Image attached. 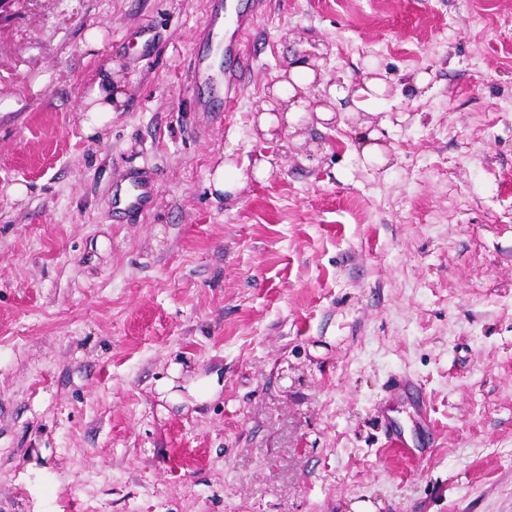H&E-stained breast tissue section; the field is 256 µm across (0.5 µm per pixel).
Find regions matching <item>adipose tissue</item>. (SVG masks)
Returning <instances> with one entry per match:
<instances>
[{"instance_id":"obj_1","label":"adipose tissue","mask_w":512,"mask_h":512,"mask_svg":"<svg viewBox=\"0 0 512 512\" xmlns=\"http://www.w3.org/2000/svg\"><path fill=\"white\" fill-rule=\"evenodd\" d=\"M316 79L317 74L309 57L292 58L286 79L277 82L272 89L273 94L286 101V108L279 112L256 113L251 118L252 125L257 127L265 139H276L282 130L291 128L304 113L307 102L302 93ZM123 100L124 92L118 81L112 77L111 64H104L79 106L84 114V134H100L111 122L116 106L122 104Z\"/></svg>"}]
</instances>
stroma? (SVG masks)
<instances>
[{"mask_svg":"<svg viewBox=\"0 0 512 512\" xmlns=\"http://www.w3.org/2000/svg\"><path fill=\"white\" fill-rule=\"evenodd\" d=\"M207 8L0 12V512H512V0H265L229 112L189 81ZM296 55L317 62L312 111L265 140L250 118L282 108ZM104 60L125 100L94 139L78 106ZM365 78L378 113L331 98ZM229 149L244 186L215 200ZM141 168L150 210L113 221ZM175 369L224 387L173 403ZM401 376L436 447L415 396L388 393Z\"/></svg>","mask_w":512,"mask_h":512,"instance_id":"obj_1","label":"stroma"}]
</instances>
